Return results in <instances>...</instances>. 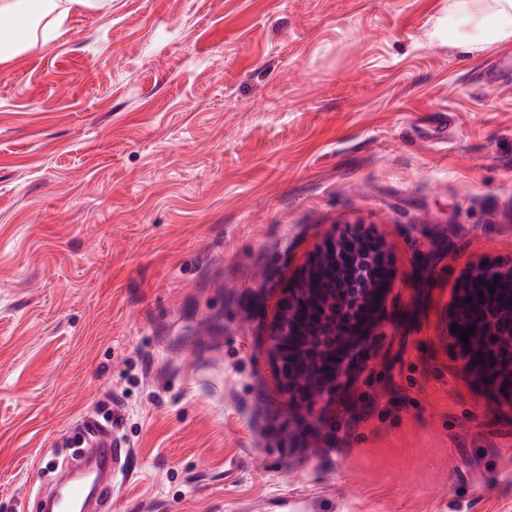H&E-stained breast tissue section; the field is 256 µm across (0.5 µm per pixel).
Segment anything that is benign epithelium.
Wrapping results in <instances>:
<instances>
[{"label": "benign epithelium", "mask_w": 512, "mask_h": 512, "mask_svg": "<svg viewBox=\"0 0 512 512\" xmlns=\"http://www.w3.org/2000/svg\"><path fill=\"white\" fill-rule=\"evenodd\" d=\"M391 269V252L370 226L347 227L316 249L271 333L290 396L315 400L347 375L376 335ZM453 320L461 333L475 326L469 345L455 336L468 366L484 383L512 394V264L472 266Z\"/></svg>", "instance_id": "7a95c632"}]
</instances>
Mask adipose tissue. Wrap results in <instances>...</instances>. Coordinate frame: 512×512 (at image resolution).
Returning <instances> with one entry per match:
<instances>
[{
  "mask_svg": "<svg viewBox=\"0 0 512 512\" xmlns=\"http://www.w3.org/2000/svg\"><path fill=\"white\" fill-rule=\"evenodd\" d=\"M111 8L112 0H0V64L54 40L71 13ZM433 35L469 53L512 45V0H448Z\"/></svg>",
  "mask_w": 512,
  "mask_h": 512,
  "instance_id": "obj_1",
  "label": "adipose tissue"
}]
</instances>
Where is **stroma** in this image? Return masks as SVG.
Segmentation results:
<instances>
[{
  "label": "stroma",
  "mask_w": 512,
  "mask_h": 512,
  "mask_svg": "<svg viewBox=\"0 0 512 512\" xmlns=\"http://www.w3.org/2000/svg\"><path fill=\"white\" fill-rule=\"evenodd\" d=\"M447 9L112 0L0 64V512L86 417L130 450L112 512H512V400L449 316L512 261V48L430 39ZM348 224L391 250L384 323L297 403L272 326Z\"/></svg>",
  "instance_id": "obj_1"
}]
</instances>
